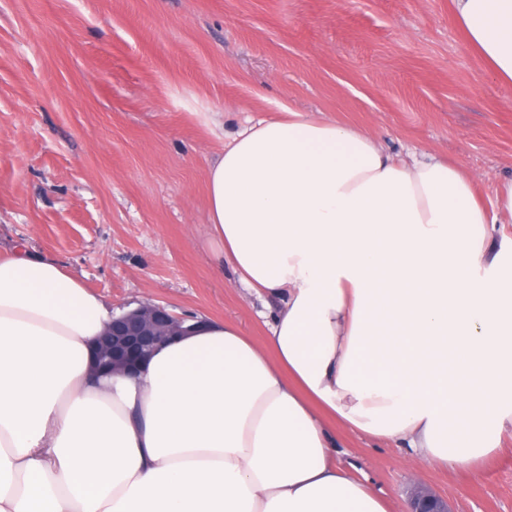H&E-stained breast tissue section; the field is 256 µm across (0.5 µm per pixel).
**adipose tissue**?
<instances>
[{"mask_svg":"<svg viewBox=\"0 0 512 512\" xmlns=\"http://www.w3.org/2000/svg\"><path fill=\"white\" fill-rule=\"evenodd\" d=\"M512 82V0H452ZM209 236L272 300L263 343L203 326L140 368L90 370L112 311L56 261L0 255V512H398L342 434L471 470L512 438V181L492 208L436 158L296 110L207 171Z\"/></svg>","mask_w":512,"mask_h":512,"instance_id":"ef3b65f1","label":"adipose tissue"}]
</instances>
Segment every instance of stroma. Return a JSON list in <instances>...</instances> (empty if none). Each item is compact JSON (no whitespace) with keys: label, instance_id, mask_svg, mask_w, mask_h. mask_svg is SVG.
<instances>
[{"label":"stroma","instance_id":"stroma-1","mask_svg":"<svg viewBox=\"0 0 512 512\" xmlns=\"http://www.w3.org/2000/svg\"><path fill=\"white\" fill-rule=\"evenodd\" d=\"M283 105L448 159L488 208L512 179V84L451 0H0V253L262 342L264 302L215 261L206 172L224 133ZM337 457L390 499L420 482L451 512H512L507 441L474 472L352 433Z\"/></svg>","mask_w":512,"mask_h":512}]
</instances>
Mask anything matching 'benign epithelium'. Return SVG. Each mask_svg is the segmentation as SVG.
Masks as SVG:
<instances>
[{"mask_svg": "<svg viewBox=\"0 0 512 512\" xmlns=\"http://www.w3.org/2000/svg\"><path fill=\"white\" fill-rule=\"evenodd\" d=\"M200 325L201 321L190 324L153 301L114 313L98 339L94 372L99 376L133 372L159 348ZM408 503L407 512H451L446 500L423 487L410 493Z\"/></svg>", "mask_w": 512, "mask_h": 512, "instance_id": "obj_1", "label": "benign epithelium"}]
</instances>
